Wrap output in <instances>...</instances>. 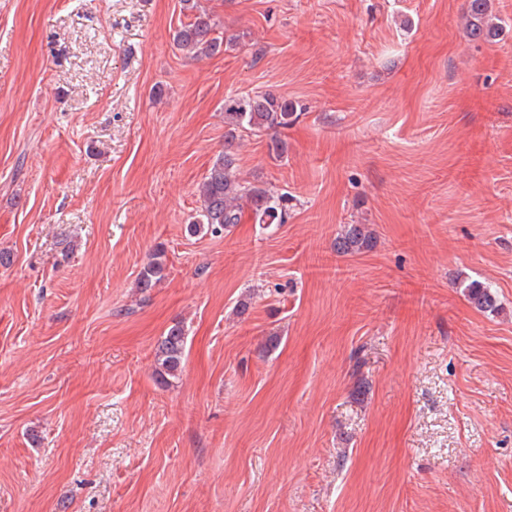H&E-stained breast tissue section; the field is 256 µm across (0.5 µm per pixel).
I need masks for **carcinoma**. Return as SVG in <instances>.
Listing matches in <instances>:
<instances>
[{
    "instance_id": "obj_1",
    "label": "carcinoma",
    "mask_w": 512,
    "mask_h": 512,
    "mask_svg": "<svg viewBox=\"0 0 512 512\" xmlns=\"http://www.w3.org/2000/svg\"><path fill=\"white\" fill-rule=\"evenodd\" d=\"M181 12L187 21L173 33L178 49L192 58L210 56L238 45L239 37L221 35L219 23L212 13L201 7L199 0H180ZM466 28L474 39H492L499 35V27L490 14L488 0H467ZM299 117L297 104L268 91L246 100L242 96L224 98V152L219 154L198 184L200 202L198 214L188 231L204 230L213 235L231 231L242 223L244 214L254 223L271 227L283 224L288 218L290 197L273 186H258L236 173L238 141L244 132L268 136L269 156L281 158L288 151L281 134ZM372 232L365 224H348L336 238V251L343 255L358 253L366 248ZM165 264L154 254L138 277L139 288L146 290L164 278ZM468 301L476 308L493 312L497 300L491 288L479 281L466 289ZM186 334L183 326H172L158 344L157 376H174L180 371L185 356Z\"/></svg>"
}]
</instances>
